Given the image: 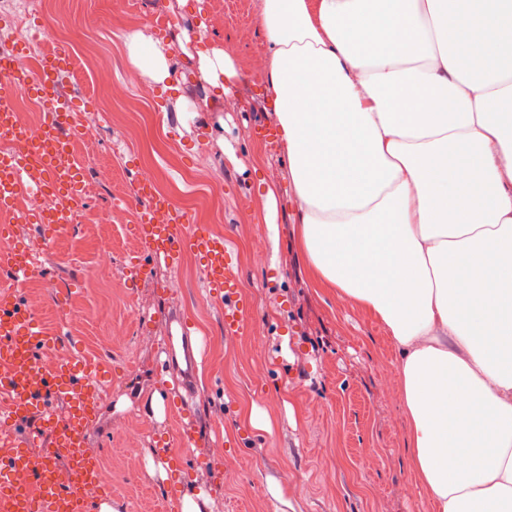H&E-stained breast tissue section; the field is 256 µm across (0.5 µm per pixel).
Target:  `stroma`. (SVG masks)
<instances>
[{"label": "stroma", "instance_id": "stroma-1", "mask_svg": "<svg viewBox=\"0 0 512 512\" xmlns=\"http://www.w3.org/2000/svg\"><path fill=\"white\" fill-rule=\"evenodd\" d=\"M44 2L17 5L42 14L45 35L68 40L59 83L74 109L112 99L111 81L89 68V51L111 53L117 79L132 63L131 35L173 41L170 90H155L150 100L128 90L113 105L111 129L85 151L119 169L90 208L102 214L124 204L150 167L192 223L230 237L252 311L244 333L225 336L224 312L208 296L193 253L178 268L152 267L147 279L127 274L129 259L120 253L111 270L95 271L99 236L125 240L129 225L75 224L50 240L34 225L20 227L40 263L28 300L47 330L61 314L79 313L62 339L85 360L94 358L97 338L127 333L112 349V396L100 402L87 433L88 450L112 461L115 512H156L160 502L170 508L187 490L209 494L201 512H424L429 501L412 469L398 354L375 317L311 282L293 237L297 201L284 179L283 150L251 134L275 123L263 79L251 74L253 55L265 51L259 0H139L144 23L137 27L105 22L106 0H58L49 10ZM157 13L170 18L160 30L151 24ZM207 47L226 51L241 75L220 112L205 106L198 80V52ZM264 181L279 187L269 215ZM257 236L261 255L251 250ZM174 310L195 321L203 353L194 401L199 439L185 451L176 448L179 417L152 407L172 381L158 346ZM256 336L266 342L260 356L250 348ZM116 419L127 421L126 432L110 433ZM218 441L225 466L239 472L230 487L194 467Z\"/></svg>", "mask_w": 512, "mask_h": 512}]
</instances>
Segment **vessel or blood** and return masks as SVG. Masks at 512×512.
Wrapping results in <instances>:
<instances>
[{
  "instance_id": "vessel-or-blood-1",
  "label": "vessel or blood",
  "mask_w": 512,
  "mask_h": 512,
  "mask_svg": "<svg viewBox=\"0 0 512 512\" xmlns=\"http://www.w3.org/2000/svg\"><path fill=\"white\" fill-rule=\"evenodd\" d=\"M20 58L17 51L0 57V77L12 87L11 94L0 96V142L10 146L0 153V213L10 218L0 225V237L10 242L0 249V280L14 288L9 298L0 300V394L9 402L7 410L0 411V512H98L112 493L99 486L96 457L85 446L97 408V384L108 369L99 363H74L64 350L55 369L44 367L41 357L57 347L58 339L48 335L30 308L24 283L37 265L28 248L14 241L16 225L41 224L52 237L62 230L64 220L58 212L16 209L19 193L74 195L71 139L61 131L67 102L55 101L37 133L20 126L14 116L16 94L51 96L57 74L67 62L60 56L48 57L39 75L32 76L21 69ZM189 221L186 212L167 200L154 199L140 210L143 246L129 269L139 274L161 263L174 268L186 253L197 254L204 266L205 288L224 308L225 335H240L252 313L239 289L232 249L226 238L212 236L203 226H190ZM166 333L164 366L178 374L181 390L166 395L164 407L169 412L182 409L185 422L178 444L189 448L197 439V418L189 407L197 395L195 324L176 313L168 319ZM62 401L67 408L61 415L57 405ZM20 425L26 428L22 438L15 434ZM44 438L49 439L51 451L41 461H33L28 449Z\"/></svg>"
}]
</instances>
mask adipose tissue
Instances as JSON below:
<instances>
[{"instance_id": "obj_1", "label": "adipose tissue", "mask_w": 512, "mask_h": 512, "mask_svg": "<svg viewBox=\"0 0 512 512\" xmlns=\"http://www.w3.org/2000/svg\"><path fill=\"white\" fill-rule=\"evenodd\" d=\"M470 0H260L265 90L313 282L399 352L432 512H512V51H475ZM152 85L161 41L129 40ZM199 76L223 106L238 73Z\"/></svg>"}]
</instances>
